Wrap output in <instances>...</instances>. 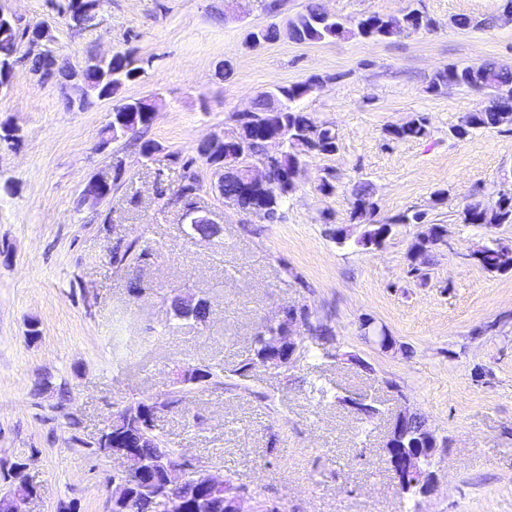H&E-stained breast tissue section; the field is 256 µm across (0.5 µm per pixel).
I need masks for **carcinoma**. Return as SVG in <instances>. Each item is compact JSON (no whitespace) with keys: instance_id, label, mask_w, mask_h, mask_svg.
I'll use <instances>...</instances> for the list:
<instances>
[{"instance_id":"carcinoma-1","label":"carcinoma","mask_w":512,"mask_h":512,"mask_svg":"<svg viewBox=\"0 0 512 512\" xmlns=\"http://www.w3.org/2000/svg\"><path fill=\"white\" fill-rule=\"evenodd\" d=\"M61 13L67 15L77 29L83 28L93 20L91 14L75 5V0L58 6ZM295 40L301 43H320L336 39L365 38L391 39L406 32L429 31L431 24L420 22V17L408 14L398 28H392L390 18L379 14H370L350 25L341 18L327 19L323 16L318 0H311L306 10L288 18ZM25 31L15 28L8 17L0 19V77H12L17 67H25L32 75L47 73L45 60L40 56H23L21 44ZM142 67L137 64L134 55L121 51L112 58V69L101 74L92 73L80 80H74L72 71L61 69L48 73L49 81L55 83L67 102L83 109L92 100H109L122 86L135 80ZM320 77L311 76L303 82L285 86H276L260 95L255 100V114L238 118L235 139L244 145L245 152L252 157H259L265 148V139L270 135H279L285 141V150L276 163L277 175L270 187L250 185L244 172L230 168L223 180L222 195L224 200L247 212L254 208H264L268 222L273 223L282 218L283 206L288 196L298 189L291 179L295 168L307 163V159L316 155H332L338 149V134L325 123L316 121L309 113L303 112L295 103L313 93L312 84ZM452 86L471 88L482 87L492 98L512 90V70L497 67L491 62L481 64L451 65L437 72L430 82V89L438 91ZM149 100L145 98H126L118 102L116 114L134 112L138 116V130L132 142L138 148V154L145 162L152 159L151 151L157 143L144 138L145 131L152 124ZM512 128V112H475L470 115V127L460 130V125L450 128L449 134L457 139L470 135L473 131L485 128ZM394 140L422 138L427 134V121L422 116H415L405 123L388 131ZM210 146L201 144L197 148V157L182 163L181 183L179 189L169 199L172 206H191L194 204L201 184L195 164L202 161L212 162L209 156ZM353 198L351 220L358 226L357 242L362 246H375L385 242L399 224H419L425 218L422 212L411 215L402 214L391 223H379L374 220L377 204L374 191L367 182H358L352 186ZM501 205L495 211H487L477 201H467L459 212L463 224L493 225L512 224V191L500 192ZM152 255V249L134 239L112 249V263L119 266L137 265ZM475 260L483 270L490 274L512 272V246L497 239L480 245L473 253ZM212 310L209 297H204L194 315L188 317L180 311H174L177 321L192 327L205 326ZM276 330L271 326H262L252 339L248 355L237 367L226 375L207 365L198 366L197 381L172 389L163 396L165 406L172 409L194 395H200L210 388L222 385L226 388L236 385V381L250 376L258 367L279 370L280 358L286 354L278 351L272 336ZM157 405V398L147 396L126 402L117 410L113 418L112 434L123 438L119 450L125 454L130 479L112 482V512H163V494L157 488L162 477L163 460L177 455V451L162 437L152 425V415ZM197 479L198 495L192 497L188 512H229L227 502L240 490L241 486L227 475L224 487L215 489L208 484L205 473L208 470L200 459L189 464ZM8 490L0 496V508L14 507L16 499L38 493V488L22 479L12 480L4 476Z\"/></svg>"}]
</instances>
